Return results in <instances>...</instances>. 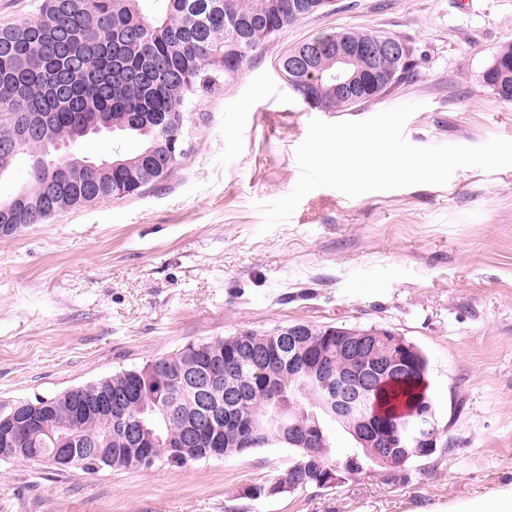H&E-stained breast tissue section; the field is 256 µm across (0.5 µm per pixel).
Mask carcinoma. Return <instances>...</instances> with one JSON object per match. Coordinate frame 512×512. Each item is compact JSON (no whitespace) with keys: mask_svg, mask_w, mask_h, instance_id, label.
<instances>
[{"mask_svg":"<svg viewBox=\"0 0 512 512\" xmlns=\"http://www.w3.org/2000/svg\"><path fill=\"white\" fill-rule=\"evenodd\" d=\"M289 0H42L36 16L0 26V140L13 134L14 116L30 107L57 113L48 137L36 136L23 144L31 158L29 184L11 200L18 205L10 211L15 224H30L34 218L48 220L50 213L66 200L77 207L93 194L99 199L137 195L173 168L177 156L167 151L171 134V113L183 111L187 96L207 90L220 79L238 72L254 53L286 26L306 17L288 9ZM255 18L224 66V20L227 14ZM336 34L303 42L314 55L310 71L301 74L307 90L316 99V110L346 112L358 110L395 90L411 78V59L399 66L396 78L375 91L365 89L353 100L336 93L326 78ZM484 82L503 100L512 101V45L502 48L483 75ZM106 115L114 119L138 117L137 127L117 130L140 141L138 150L120 153L128 161L107 174L94 167L71 171L61 182L56 165L63 163L53 143L73 142V135L92 126ZM327 327L309 326L306 345H314L336 363V337L326 335ZM259 333L246 331L211 341L192 343L140 366L122 369L97 382L70 389L48 398L51 411L39 400L0 402V421L21 405L18 415L46 414L38 435L24 447L40 448L46 456L60 436L76 426L94 441L112 464H122L133 453L127 439L113 429V413L92 400L100 394L134 389L137 397L123 414L141 419L160 441L163 458L155 465L182 468L188 461L169 459L185 434V418L203 416L195 397L180 390L179 378L189 368L224 366L227 346H239L235 375L254 389L247 403L231 413L222 412L224 433L238 427L265 426L276 413V401L264 393L269 381L276 382L285 401L294 407L284 413L289 423L299 421L297 411L315 417L322 427L336 423V408L326 401V392L316 380L305 381L288 370V360L257 368L253 357L263 351L253 346ZM317 448L279 439L268 430L253 441L251 448H286L282 469L250 489L253 499L278 496L286 491L324 488L336 479L357 474L372 465L393 472L428 458L433 448H359L343 456L333 453L330 434Z\"/></svg>","mask_w":512,"mask_h":512,"instance_id":"1","label":"carcinoma"}]
</instances>
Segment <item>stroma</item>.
Returning <instances> with one entry per match:
<instances>
[{
	"label": "stroma",
	"mask_w": 512,
	"mask_h": 512,
	"mask_svg": "<svg viewBox=\"0 0 512 512\" xmlns=\"http://www.w3.org/2000/svg\"><path fill=\"white\" fill-rule=\"evenodd\" d=\"M351 28L405 42L412 81L350 114L308 109L281 57ZM509 44L512 0H333L189 97L184 155L165 180L0 237V401L50 397L241 331L376 327L427 357L435 454L392 476L368 466L258 500L251 487L287 449L95 474L0 460V512H469L488 492L512 493V167L354 198L319 188L266 233L258 209L294 188L295 150L317 117L413 104V145L512 140V102L483 80Z\"/></svg>",
	"instance_id": "stroma-1"
}]
</instances>
